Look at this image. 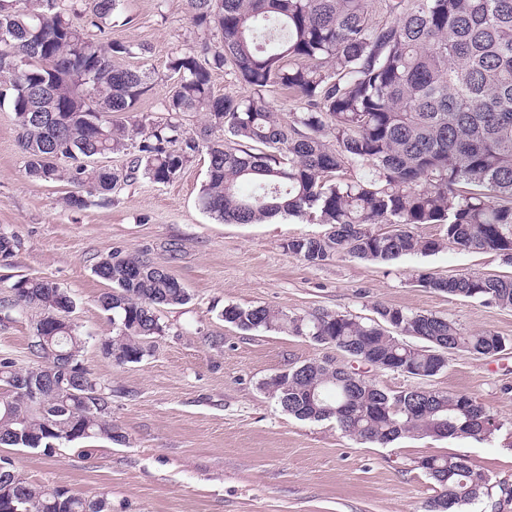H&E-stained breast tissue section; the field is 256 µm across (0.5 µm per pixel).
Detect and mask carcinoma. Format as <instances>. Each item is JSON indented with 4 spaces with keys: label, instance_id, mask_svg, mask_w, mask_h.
<instances>
[{
    "label": "carcinoma",
    "instance_id": "1",
    "mask_svg": "<svg viewBox=\"0 0 512 512\" xmlns=\"http://www.w3.org/2000/svg\"><path fill=\"white\" fill-rule=\"evenodd\" d=\"M122 0H94L84 24L69 0H0V102L9 101L26 173L73 187L65 206L114 192L142 177L178 178L199 154L208 158L203 208L224 224H261L276 217L329 226L323 236L288 240V253L311 265L335 256L389 262L432 255L448 245L471 252L512 251V0H186L198 40L172 55L160 102L164 117L136 116L154 76L114 59L147 48L114 40L106 21ZM95 28L98 37L86 29ZM225 70L248 94L216 95L212 74ZM50 95L40 94L42 87ZM286 90L300 105L286 114L267 99ZM201 112L206 124L190 134L182 117ZM128 155L127 166H93L92 157ZM377 224L390 230L379 232ZM442 224L445 237L414 229ZM20 242L0 235V259ZM109 284L103 309L113 334L100 351L118 365L139 363L164 332L156 311L182 306L190 294L168 270L140 256L111 253L95 266ZM424 288L512 308V277L421 271ZM0 308L45 312L56 329L41 359L18 368L0 357V447L52 449L77 439L119 440L109 397L89 369L73 370L87 344L69 321L67 291L39 278L13 284ZM377 318L331 311L290 316L264 306L228 305L222 318L243 331H283L333 345L373 368L420 379L448 366V353L494 356L507 340L486 330L468 333L432 313L375 306ZM421 344L414 345L407 338ZM54 384L32 406L18 391L36 373ZM262 387L282 411L300 420H333L364 443L401 437L484 440L500 430L467 394L407 389L388 393L354 369L331 360L305 362ZM417 469L439 488L430 512H465L491 494L489 475L466 458L434 455ZM0 512H112L104 497L28 483L0 456Z\"/></svg>",
    "mask_w": 512,
    "mask_h": 512
}]
</instances>
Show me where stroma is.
Here are the masks:
<instances>
[{"mask_svg":"<svg viewBox=\"0 0 512 512\" xmlns=\"http://www.w3.org/2000/svg\"><path fill=\"white\" fill-rule=\"evenodd\" d=\"M122 11L132 22L113 27L112 38L149 51L119 59L120 67L163 76L168 58L197 39L185 0H124ZM206 171L201 155L172 183L141 178L108 199L67 209V185L26 174L15 114L0 105V232L20 242L11 263L0 262V300L12 298L23 276L69 293L72 318L88 338L83 363L111 389L112 424L121 435L112 443H66L50 457L6 449L19 473L35 485L107 497L112 512H425L439 488L416 461L456 454L494 486L468 512H512V349L492 357L449 354L447 368L429 379L369 371L391 393L421 387L470 395L502 424L482 441L405 437L377 445L332 421L298 420L261 388L309 360L346 364L349 356L290 333L245 332L220 316L228 305H261L291 316L324 309L372 319L375 305L385 304L512 340V309L435 292L416 279L421 270L512 275V264L495 253L450 247L389 263L343 256L312 266L286 244L322 235L327 225L221 223L199 202ZM111 252L146 256L191 296L185 305L159 309L163 334L141 362L121 366L98 349L112 322L99 304L107 284L93 269ZM33 321V313L18 309L0 319V355L20 368L38 362L30 349Z\"/></svg>","mask_w":512,"mask_h":512,"instance_id":"obj_1","label":"stroma"}]
</instances>
